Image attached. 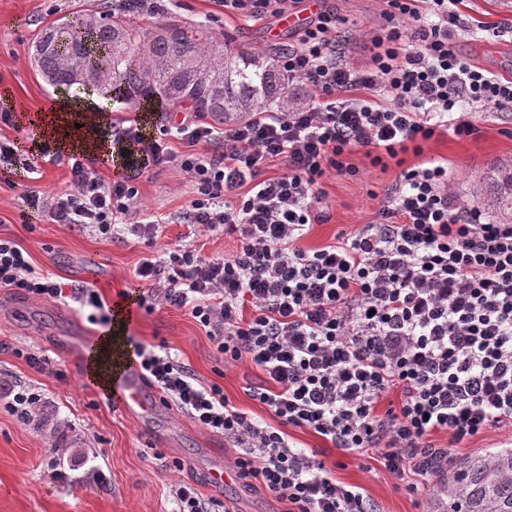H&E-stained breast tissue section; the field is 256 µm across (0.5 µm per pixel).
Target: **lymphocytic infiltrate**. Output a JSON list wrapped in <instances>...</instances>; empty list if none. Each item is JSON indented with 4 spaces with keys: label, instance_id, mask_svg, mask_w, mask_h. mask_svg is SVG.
<instances>
[{
    "label": "lymphocytic infiltrate",
    "instance_id": "f902f5d3",
    "mask_svg": "<svg viewBox=\"0 0 512 512\" xmlns=\"http://www.w3.org/2000/svg\"><path fill=\"white\" fill-rule=\"evenodd\" d=\"M459 0H385L391 27L369 40L370 61L345 62L353 41L335 13L319 12L297 44L276 57L305 105L267 109L216 127L188 113L159 135L139 119L110 125L124 145L127 178L102 179L87 155L43 146L40 159L66 164L68 186L32 191L54 224L101 238L153 240L164 220L143 208L135 177L166 164L195 196L180 220L189 236L220 232L237 242L215 257L185 244L148 254L135 268L141 307L186 310L225 364L250 361L265 376L250 387L275 425L248 417L216 382H201L167 350L140 348L138 368L163 401L236 448V472L289 512H372L358 487L337 484L317 452L292 449L288 428H307L346 452L381 451L397 479L434 475L431 461L490 428L512 427V224L486 218L429 159L404 169L373 221L316 250L300 247L324 223L320 180L346 172V153H421L438 132L477 134V112L512 108V80L470 64L456 48ZM185 145V152L173 149ZM282 162L284 173L262 177ZM0 288L38 300H70L103 320L95 288L64 290L14 240L0 237ZM398 408L378 413L383 393Z\"/></svg>",
    "mask_w": 512,
    "mask_h": 512
}]
</instances>
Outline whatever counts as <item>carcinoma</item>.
Masks as SVG:
<instances>
[{
    "mask_svg": "<svg viewBox=\"0 0 512 512\" xmlns=\"http://www.w3.org/2000/svg\"><path fill=\"white\" fill-rule=\"evenodd\" d=\"M133 27L112 13H80L46 25L29 53L43 80L57 90L79 85L146 112L183 104L220 124H236L270 105L296 102L272 56L217 39L206 26ZM479 191L487 205L512 213V169H489ZM433 512H512V448L437 466Z\"/></svg>",
    "mask_w": 512,
    "mask_h": 512,
    "instance_id": "1",
    "label": "carcinoma"
}]
</instances>
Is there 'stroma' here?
Masks as SVG:
<instances>
[{
    "label": "stroma",
    "instance_id": "1",
    "mask_svg": "<svg viewBox=\"0 0 512 512\" xmlns=\"http://www.w3.org/2000/svg\"><path fill=\"white\" fill-rule=\"evenodd\" d=\"M112 0H0V88H10L15 115L10 126L0 125V137L14 140L19 164L0 165V237L16 241L34 265L53 272L55 280L69 286L96 288L106 307L125 301L130 314L125 332L138 346H165L195 371L200 381L216 382L238 408L255 420L274 424L266 407L252 400L248 387L262 384L263 374L250 362L225 365L205 331L185 310L139 306L142 289L133 271L151 250L174 244L186 233L177 218L194 198V188L170 167L142 173L137 185L142 205L162 215L169 224L154 242L109 241L88 229L53 224L28 202L30 187L46 192L64 189L67 169L44 164L42 177L29 184L22 160L35 158L33 132L26 115L47 109L59 100L37 74L29 48L42 28L74 13L97 12ZM346 24L351 39L368 38L386 25L382 0H323ZM458 11L468 19L459 31L457 48L466 59L498 77L512 79V33L496 37L495 25L512 21V0H462ZM206 25L217 37L233 38L237 47L274 53L277 46L296 42L298 30L282 20L266 17L247 20L222 11L215 0H173L169 11L134 19V26L161 24ZM478 136L458 139L433 137L422 145V155L403 154L401 160L372 164L364 150L344 158L358 170L348 176L328 171L321 180L323 206L328 221L311 226L302 239L304 248L333 243L339 234H350L369 223L384 194L397 183L403 167L421 158L447 161L448 179L464 200L486 168L499 159H512V111L478 112ZM78 304L35 301L8 288H0V512H172L170 490L178 481L195 482L204 498L226 503L231 512H286L287 506L265 491L246 487L231 478L224 486L209 484L204 468L218 460L230 464L234 448L223 437L197 426L175 406H161L152 415L123 413L112 397L85 381L86 344L65 350L61 334L81 331L96 340L105 324L89 323ZM29 348L59 364L61 375L38 372L15 349ZM23 384L41 396L45 423L21 419L9 412L10 390ZM291 444L315 450L337 483L359 487L374 512H430L432 487L410 489L383 466L379 449L357 455L326 443L306 428L288 431ZM449 436L432 437L436 447L449 448ZM512 447V428L489 429L449 448L451 459L484 455ZM183 469H172L173 459ZM66 473L53 480L52 470Z\"/></svg>",
    "mask_w": 512,
    "mask_h": 512
}]
</instances>
